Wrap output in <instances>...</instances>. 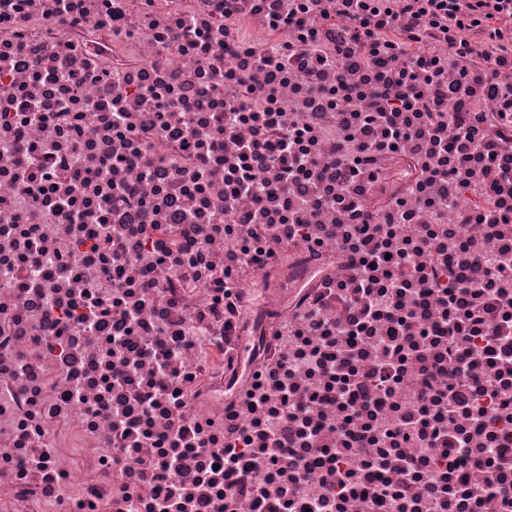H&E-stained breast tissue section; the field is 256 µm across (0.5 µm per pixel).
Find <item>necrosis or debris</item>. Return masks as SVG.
Returning a JSON list of instances; mask_svg holds the SVG:
<instances>
[{"label": "necrosis or debris", "mask_w": 512, "mask_h": 512, "mask_svg": "<svg viewBox=\"0 0 512 512\" xmlns=\"http://www.w3.org/2000/svg\"><path fill=\"white\" fill-rule=\"evenodd\" d=\"M512 0H0V512H512Z\"/></svg>", "instance_id": "4bbe7bcc"}]
</instances>
